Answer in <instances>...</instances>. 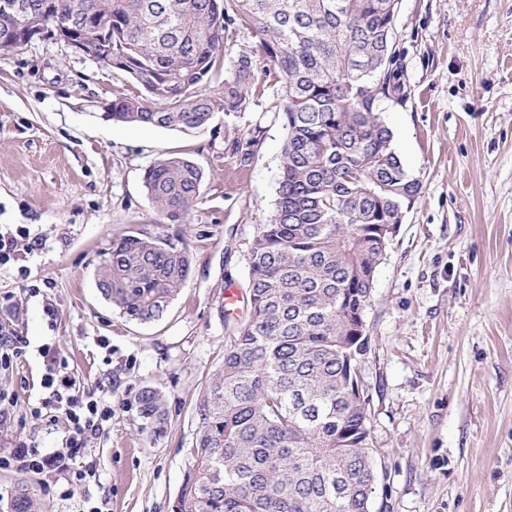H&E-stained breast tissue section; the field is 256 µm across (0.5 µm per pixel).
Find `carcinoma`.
<instances>
[{
	"label": "carcinoma",
	"mask_w": 512,
	"mask_h": 512,
	"mask_svg": "<svg viewBox=\"0 0 512 512\" xmlns=\"http://www.w3.org/2000/svg\"><path fill=\"white\" fill-rule=\"evenodd\" d=\"M68 37L112 35V70L144 96L112 101L109 119L202 131L243 112L257 59L279 85L286 138L275 213L248 250L249 309L224 314V361L196 403L192 462L172 512H370L376 476L363 394L354 389L367 338L360 317L420 183L405 171L381 116L397 90L399 0H56ZM243 27L251 50L227 56ZM26 32L0 10V31ZM224 70L222 88L207 89ZM202 169L169 154L143 176L171 224L196 207ZM191 274L180 241L131 230L97 270L101 296L129 321L163 317ZM140 417L167 423L164 394L146 386ZM0 512H47L34 483L18 480Z\"/></svg>",
	"instance_id": "cac0c4a2"
}]
</instances>
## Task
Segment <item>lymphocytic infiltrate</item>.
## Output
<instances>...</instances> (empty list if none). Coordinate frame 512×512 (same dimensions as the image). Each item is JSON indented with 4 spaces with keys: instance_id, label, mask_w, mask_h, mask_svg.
<instances>
[{
    "instance_id": "lymphocytic-infiltrate-1",
    "label": "lymphocytic infiltrate",
    "mask_w": 512,
    "mask_h": 512,
    "mask_svg": "<svg viewBox=\"0 0 512 512\" xmlns=\"http://www.w3.org/2000/svg\"><path fill=\"white\" fill-rule=\"evenodd\" d=\"M44 373V395L29 408L36 424L47 427L62 426L63 437L59 450L40 451L38 446L20 443L7 455H0V468H15L34 475L59 473L69 468V462L87 456L91 438L112 417L111 405L84 399L81 383L69 372L60 348L53 344L39 347Z\"/></svg>"
}]
</instances>
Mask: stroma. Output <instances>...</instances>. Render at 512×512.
Segmentation results:
<instances>
[{"mask_svg": "<svg viewBox=\"0 0 512 512\" xmlns=\"http://www.w3.org/2000/svg\"><path fill=\"white\" fill-rule=\"evenodd\" d=\"M403 98L382 103L393 146L421 184L378 266L359 362L377 480L371 512H512V0H401ZM127 76L37 40L0 54V231L39 245L0 267V330L24 351L0 371L13 398L0 448L60 431L25 412L43 393L42 344L58 346L112 420L93 473L69 496L34 477L49 512H171L198 430L199 392L224 360V288L248 290V247L274 213L286 131L278 87L191 133L112 122ZM203 169L187 223H164L143 186L162 154ZM180 239L186 288L162 319L127 321L96 287L113 238ZM167 397L155 434L137 396Z\"/></svg>", "mask_w": 512, "mask_h": 512, "instance_id": "stroma-1", "label": "stroma"}]
</instances>
